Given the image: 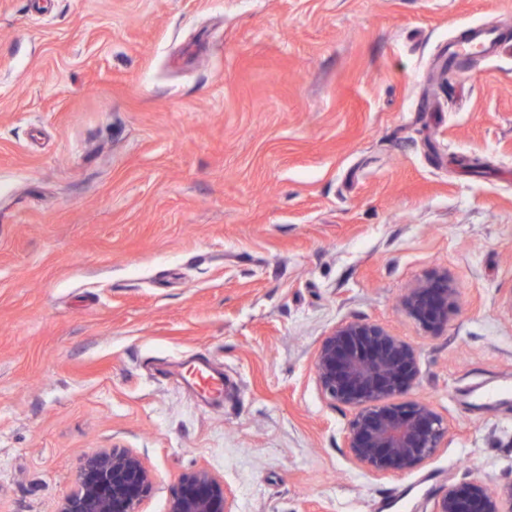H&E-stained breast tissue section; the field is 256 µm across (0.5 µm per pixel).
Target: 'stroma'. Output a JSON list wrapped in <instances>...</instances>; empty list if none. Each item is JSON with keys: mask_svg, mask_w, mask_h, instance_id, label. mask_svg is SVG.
I'll list each match as a JSON object with an SVG mask.
<instances>
[{"mask_svg": "<svg viewBox=\"0 0 512 512\" xmlns=\"http://www.w3.org/2000/svg\"><path fill=\"white\" fill-rule=\"evenodd\" d=\"M512 0H0V512H56L120 446L166 512H431L512 481ZM440 334L401 310L432 270ZM413 344L448 422L396 476L351 464L312 374L338 323ZM224 374L215 401L191 384ZM506 45L502 31L493 26L470 28L464 38L448 45V67L453 75L468 70L472 59L498 54ZM228 488L207 468L182 474L168 502V512H231Z\"/></svg>", "mask_w": 512, "mask_h": 512, "instance_id": "35a3bbf8", "label": "stroma"}]
</instances>
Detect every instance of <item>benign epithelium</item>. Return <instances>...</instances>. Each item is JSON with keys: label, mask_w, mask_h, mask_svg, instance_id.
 Returning <instances> with one entry per match:
<instances>
[{"label": "benign epithelium", "mask_w": 512, "mask_h": 512, "mask_svg": "<svg viewBox=\"0 0 512 512\" xmlns=\"http://www.w3.org/2000/svg\"><path fill=\"white\" fill-rule=\"evenodd\" d=\"M456 288L446 271H434L405 296L404 313L429 333L448 323ZM313 373L324 396L352 411L344 448L356 466L376 475L418 467L442 447L448 422L431 404L401 396L421 377L417 350L384 326L365 320L337 324L320 339ZM154 486V473L138 453L100 448L87 454L74 488L57 512H140ZM228 488L206 468L182 474L168 512H230ZM432 512H512V481L450 485Z\"/></svg>", "instance_id": "obj_1"}]
</instances>
